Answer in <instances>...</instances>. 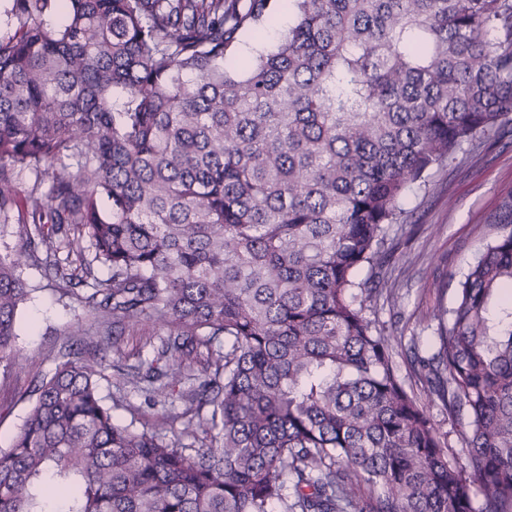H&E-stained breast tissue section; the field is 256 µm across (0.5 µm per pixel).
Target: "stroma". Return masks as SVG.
<instances>
[{
	"label": "stroma",
	"mask_w": 512,
	"mask_h": 512,
	"mask_svg": "<svg viewBox=\"0 0 512 512\" xmlns=\"http://www.w3.org/2000/svg\"><path fill=\"white\" fill-rule=\"evenodd\" d=\"M275 21L262 34L243 32L225 69L243 74L254 58L274 50L293 15L288 0H271ZM512 195V123L479 147L464 146L447 166L432 170L424 186H412L401 200V223L389 225L386 243L391 251L382 271V294L367 298L366 316L397 336V372L408 391L425 394V379L416 357H429L437 348V313L452 308L468 267L483 248L496 240L500 225L489 217ZM21 277L29 295L20 305L15 348L29 366L17 373L0 363V448L9 447L35 402L37 382L50 376L65 349L80 351L81 337L72 335L76 323L92 318L74 298L48 280L40 269L26 267ZM152 338V329H123L120 336L101 337L98 356L110 367L99 381V395L114 419L139 429L161 430L166 438L180 431L186 408L178 399L153 406L132 374L117 366L132 365Z\"/></svg>",
	"instance_id": "obj_1"
}]
</instances>
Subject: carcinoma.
Segmentation results:
<instances>
[{
    "mask_svg": "<svg viewBox=\"0 0 512 512\" xmlns=\"http://www.w3.org/2000/svg\"><path fill=\"white\" fill-rule=\"evenodd\" d=\"M8 2L0 216L31 222L0 254V362L27 370L35 266L98 323L163 331L154 397L200 369L168 441L114 421L103 359L60 362L0 448V512H512V196L438 315L426 398L363 307L405 192L512 119V0H288L241 77L224 60L270 0H57V25ZM433 418L442 432L448 433V458L451 462L463 465L466 463L467 451L465 444L457 434L460 423L448 418V414L438 405L431 407Z\"/></svg>",
    "mask_w": 512,
    "mask_h": 512,
    "instance_id": "cac0c4a2",
    "label": "carcinoma"
}]
</instances>
